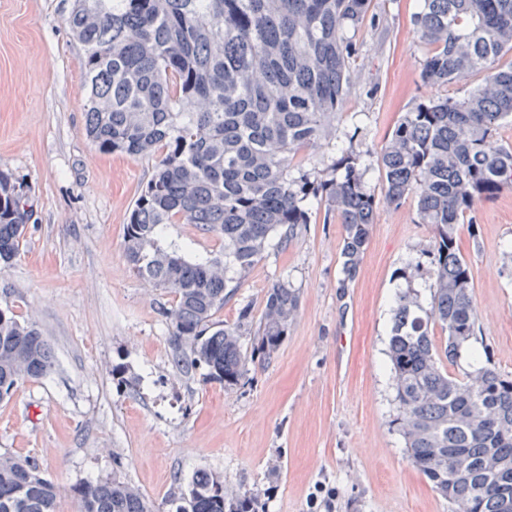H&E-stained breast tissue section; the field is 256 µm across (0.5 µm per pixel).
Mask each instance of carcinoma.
Returning <instances> with one entry per match:
<instances>
[{
	"label": "carcinoma",
	"mask_w": 512,
	"mask_h": 512,
	"mask_svg": "<svg viewBox=\"0 0 512 512\" xmlns=\"http://www.w3.org/2000/svg\"><path fill=\"white\" fill-rule=\"evenodd\" d=\"M371 0H73L66 18L84 47L85 131L98 150L157 157L126 224L134 273L173 296L170 362L185 376L236 386L252 311L216 315L270 246L323 204L344 224L342 271L356 276L380 203L412 194L434 233L430 308L397 297L388 357L395 419L412 465L458 512H512V374L488 367L451 373L476 333L473 275L458 225L512 187V149L491 139L512 123V0H420L413 24L428 48L421 78L465 98L416 103L385 144L383 201L368 193L359 157L339 149L325 173L293 159L331 138L353 85L351 31ZM30 213L26 192L0 172V261L18 253ZM166 224H196L224 237V259L190 261L165 251ZM296 289H269L256 352L271 358L298 308ZM447 335L434 340L435 326ZM55 355L31 322L0 310V400L21 380L51 374ZM465 457L462 470L456 459ZM79 512H156L114 461L112 477L72 489ZM59 489L26 458L0 454V512H56ZM175 512H255L228 498L224 479L195 472L173 494Z\"/></svg>",
	"instance_id": "1"
}]
</instances>
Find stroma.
<instances>
[{
  "instance_id": "1",
  "label": "stroma",
  "mask_w": 512,
  "mask_h": 512,
  "mask_svg": "<svg viewBox=\"0 0 512 512\" xmlns=\"http://www.w3.org/2000/svg\"><path fill=\"white\" fill-rule=\"evenodd\" d=\"M417 0H372L356 32L353 87L332 140L298 154L323 172L336 147L360 158L381 194L379 158L395 125L416 103L440 95L421 69L427 47L413 22ZM72 0H0V171L21 183L32 215L18 255L0 263V309L36 323L57 365L21 381L0 401V454L34 461L59 488L57 512H78L74 486L126 479L158 512L197 469L220 475L228 494L257 498L261 512H456L409 462L395 423L387 356L396 298L430 303L426 252L433 232L414 196L380 205L356 279L344 282V226L318 210L286 249L270 248L225 303L261 317L278 283L299 305L271 359L254 354L237 386L186 377L169 360L172 297L140 279L124 229L154 160L104 154L84 132L83 46L65 23ZM458 242L474 277L479 329L463 347L512 373V188L478 204ZM158 243L188 259L220 257L224 242L193 224L166 225ZM418 274L404 279L410 262ZM124 364L132 386H117Z\"/></svg>"
}]
</instances>
